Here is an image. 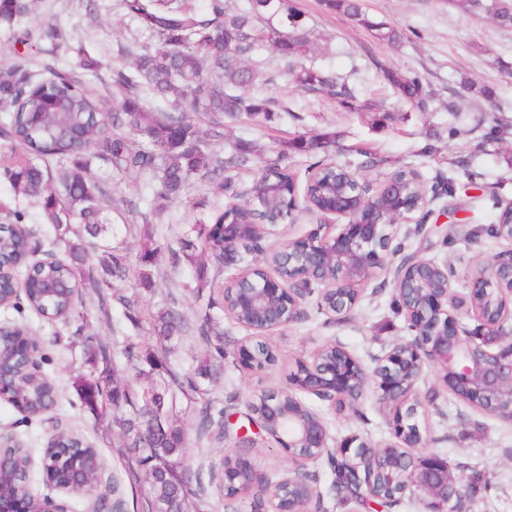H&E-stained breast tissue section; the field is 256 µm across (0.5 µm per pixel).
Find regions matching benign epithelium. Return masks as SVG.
Wrapping results in <instances>:
<instances>
[{
  "instance_id": "obj_1",
  "label": "benign epithelium",
  "mask_w": 512,
  "mask_h": 512,
  "mask_svg": "<svg viewBox=\"0 0 512 512\" xmlns=\"http://www.w3.org/2000/svg\"><path fill=\"white\" fill-rule=\"evenodd\" d=\"M351 184L336 191V200L322 211L323 222L304 237L284 242L275 253L288 262L293 277L283 282L266 273L248 288H236L233 320L267 335L306 316L305 304L312 281L327 283L330 298L317 308L333 319L345 318L360 299V285L381 274L400 296L401 312L412 332L410 339L392 345L367 371L358 358L334 342L323 346L313 362H301L279 391L277 411L263 419L260 430L287 453L307 448L299 463H314L319 449L335 448L337 456L370 492L384 479L420 497L425 512H468L467 481L448 469V461L435 453H423L427 439L417 421L421 402L417 384L432 369L450 393L464 404L512 421V248L475 262L468 279L469 292L461 297L453 289L448 260L408 255L394 262L391 244L397 224L390 216L401 215L408 232L419 234L425 225L417 212L431 213L437 195L417 203L404 182L386 179L377 185L349 175ZM503 218L491 225L498 238L512 241V202L501 205ZM341 218L342 224L329 223ZM492 328L497 340L476 348L477 329L464 318ZM237 364L245 370L263 369L276 362L270 352L260 362L251 346L240 345ZM381 392L391 405V438L379 448L357 435L336 441L319 414L304 397L313 395L343 411L352 409L368 386ZM297 469L274 480L252 457L233 473L224 475V489L250 498L264 488L272 512H294L279 502L280 486L297 480Z\"/></svg>"
}]
</instances>
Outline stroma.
Here are the masks:
<instances>
[{"label": "stroma", "mask_w": 512, "mask_h": 512, "mask_svg": "<svg viewBox=\"0 0 512 512\" xmlns=\"http://www.w3.org/2000/svg\"><path fill=\"white\" fill-rule=\"evenodd\" d=\"M293 3L306 16L312 32L309 62L338 74L357 71L376 111L347 112L327 98L302 91L288 75V62L266 48L261 55L277 77L271 83L255 84L251 92L278 99L289 111L264 128L227 125L215 151L229 153L241 138L254 141L257 152L239 176L246 189L265 160L279 151L282 140L333 127L342 138L339 148L329 151V159L350 164L368 182L379 183L399 169L416 171L429 188L441 187L445 178H453L451 191L433 205L434 211H447L448 223L426 236L397 235L394 242L408 253L448 258L456 270V292H467V273L476 260L512 245L488 231L496 221L497 203L512 201V27L499 25L491 14L463 10L455 0H364L371 19L403 32L402 43L393 46L377 42L347 16L326 10L321 0ZM97 5L96 13L90 15L83 0H33L27 22L34 28L50 23L60 29L59 65L74 61L70 46H86L101 63L91 85L109 94L115 104L120 97L109 91L111 69L133 62L132 57L120 55L119 49L142 41L145 33L121 8L120 0H97ZM384 66L420 74L437 93L434 111H408L385 82L380 72ZM468 81L474 82V90H465ZM461 97L469 100V108L448 111L449 101ZM429 128L440 135L441 151L427 156L423 150ZM367 155L376 158V165L363 166ZM225 202L212 184L194 183L183 199L169 204L153 224L155 240L175 245L181 227L196 223L206 211L222 208ZM465 226L479 228L478 237L465 239L461 232ZM393 299L391 286L375 276L364 283L361 298L345 321L329 320L315 304H308L307 317L268 336L278 362L264 371L235 365L233 354L248 333L234 321L225 320L227 356L217 390L230 397L235 420L246 423L248 402L254 394L285 387L297 359H311L327 343L343 344L369 366L393 344L409 339L403 318L392 310ZM0 320L24 324L29 334L39 339L45 353L41 369L58 388L57 403L47 422L0 401V433L14 436L29 448L35 492L68 504L73 512H87L85 498L60 493L45 481L40 461L50 431L85 434L98 448L106 473L112 474L122 467L119 430L111 419L97 421L84 412L72 391L71 378L83 371L84 364L69 328L49 325L25 305L17 310L1 309ZM418 389L423 400L419 421L427 432L428 451L447 457L454 472L466 475L480 468L491 476L489 488L470 498V512H512V422L457 401L433 372H426ZM308 403L324 416L337 438L358 435L378 446L390 437L389 410L381 404L376 389H368L353 412H334L314 397Z\"/></svg>", "instance_id": "35a3bbf8"}]
</instances>
